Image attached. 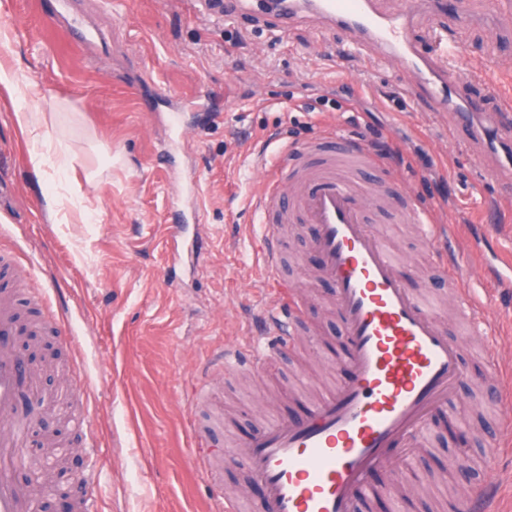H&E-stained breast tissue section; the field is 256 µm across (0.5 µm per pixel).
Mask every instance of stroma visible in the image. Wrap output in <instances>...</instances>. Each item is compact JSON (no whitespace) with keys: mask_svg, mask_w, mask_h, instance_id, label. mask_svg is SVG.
Returning <instances> with one entry per match:
<instances>
[{"mask_svg":"<svg viewBox=\"0 0 512 512\" xmlns=\"http://www.w3.org/2000/svg\"><path fill=\"white\" fill-rule=\"evenodd\" d=\"M467 20L415 12L412 37L426 46L445 31L460 50L462 94L485 103L479 123L496 117L497 97L480 75L512 78V10L492 13L489 0H465ZM0 68L23 67L37 92L28 112L54 115L53 137L34 168L30 138L14 120V104L0 97V247L16 249L52 309L68 316L72 346L50 341L60 355L65 400L87 396V427L69 406L45 419L41 432L64 429L71 473L92 481L91 512H218V488L239 490L243 475L225 466L223 483L188 462L187 391L223 349L257 333L263 294L255 242L261 233L249 200L257 167L278 146L317 133L323 123L344 125L364 140L382 136L405 157L399 166L419 197L447 195L462 225L456 255L484 243L490 269L497 254L512 255V196L499 194L498 174L480 142L448 138L450 118L427 99H409L415 74L395 67L378 72L372 53L343 51L341 35L316 22H296L278 33L267 12L225 24L220 5L204 11L193 0H0ZM506 48L493 50L494 40ZM396 92L388 100L386 92ZM337 107L313 110L319 95ZM197 102L183 113L184 133L168 168L166 116L179 100ZM433 162L426 179L415 151ZM75 153V167L61 164ZM60 204L47 211L43 194ZM196 211L204 239L195 272L169 263L162 227L171 206ZM381 232L408 257L410 288L432 284L430 254L415 225L387 222ZM306 224L288 226L289 265L304 282L306 329L272 362L262 383L218 379L212 402L224 410V431L241 436L258 427L263 399L271 412L300 411L343 379L329 362L341 341L328 304L331 287L308 286L317 267L305 243ZM451 338L462 339L470 374L458 387L454 430L434 429L424 453L406 459L411 486L378 476L384 499L405 512H448L462 488L487 473L512 487V450L491 455L486 442L499 418L496 388L483 375L485 344L467 338L451 301L436 298Z\"/></svg>","mask_w":512,"mask_h":512,"instance_id":"1","label":"stroma"}]
</instances>
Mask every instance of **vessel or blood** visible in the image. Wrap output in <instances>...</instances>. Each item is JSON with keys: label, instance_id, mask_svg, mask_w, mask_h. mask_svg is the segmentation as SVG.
<instances>
[{"label": "vessel or blood", "instance_id": "b4317fda", "mask_svg": "<svg viewBox=\"0 0 512 512\" xmlns=\"http://www.w3.org/2000/svg\"><path fill=\"white\" fill-rule=\"evenodd\" d=\"M270 7L280 31L295 19L316 17L342 34L350 54L379 47L380 62L416 73L410 97H424L451 112L449 137L473 132L482 106L457 93L458 47L441 32L428 48L419 47L411 36V12L385 13L377 0H272ZM388 168V161L363 140L331 126L290 147L288 160L272 167L254 201L262 216L272 207L283 209L279 223L265 224L258 249L265 285L260 312L269 334L284 346L297 334L301 289L282 275L281 227L295 219L310 225L307 246L319 256L316 276L332 288L330 305L344 338L336 365L346 377L301 414L273 418L228 448L214 441L208 426L192 422L190 453L197 467L210 473L224 462L237 463L262 490L253 512H370L382 493L375 475L388 473L395 482H405L398 461L425 448L437 422L455 418L453 395L470 371L464 352L427 296L410 288L403 272L406 258L395 255L371 228L365 177ZM288 178L295 191L286 196L281 184ZM387 191L401 197L402 222L418 225L447 294L472 333L496 335L498 319L490 318L486 305L471 294L469 278L481 267L482 255L474 251L465 264L449 263L455 225L437 223L430 205L401 194L399 177L389 179ZM186 222L179 213L168 225L166 249L177 263L193 259L183 243ZM21 333L10 294L0 292V512H29L35 495L17 472L26 433L38 417L20 413L18 402L24 395L40 401L44 394L24 352L13 343ZM269 359V346L257 338L248 347L225 350L221 366L259 378ZM484 368L497 390L512 384V364L495 353H488ZM500 498L498 480L491 475L466 490L451 510L501 512Z\"/></svg>", "mask_w": 512, "mask_h": 512}]
</instances>
